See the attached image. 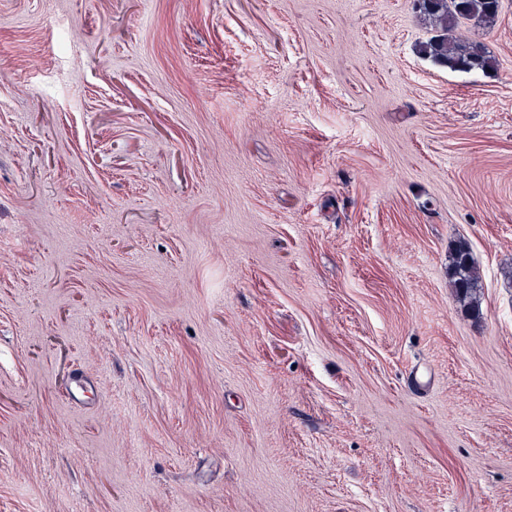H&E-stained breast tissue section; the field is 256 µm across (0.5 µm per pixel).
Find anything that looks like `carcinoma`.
Wrapping results in <instances>:
<instances>
[{"instance_id":"1","label":"carcinoma","mask_w":512,"mask_h":512,"mask_svg":"<svg viewBox=\"0 0 512 512\" xmlns=\"http://www.w3.org/2000/svg\"><path fill=\"white\" fill-rule=\"evenodd\" d=\"M439 34L431 38L423 52L454 71H485L492 60L485 48L453 36L459 19H477L491 23L498 16L499 0H414ZM452 283L460 299L471 297L476 278L469 251L461 246L454 252L451 267Z\"/></svg>"}]
</instances>
